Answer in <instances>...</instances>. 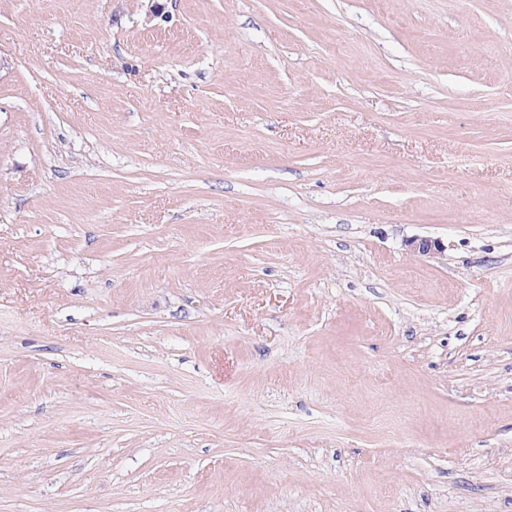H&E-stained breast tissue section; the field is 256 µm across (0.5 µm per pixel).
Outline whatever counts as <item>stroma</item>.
Returning <instances> with one entry per match:
<instances>
[{
    "mask_svg": "<svg viewBox=\"0 0 512 512\" xmlns=\"http://www.w3.org/2000/svg\"><path fill=\"white\" fill-rule=\"evenodd\" d=\"M163 5L0 0V512H512V0Z\"/></svg>",
    "mask_w": 512,
    "mask_h": 512,
    "instance_id": "obj_1",
    "label": "stroma"
}]
</instances>
